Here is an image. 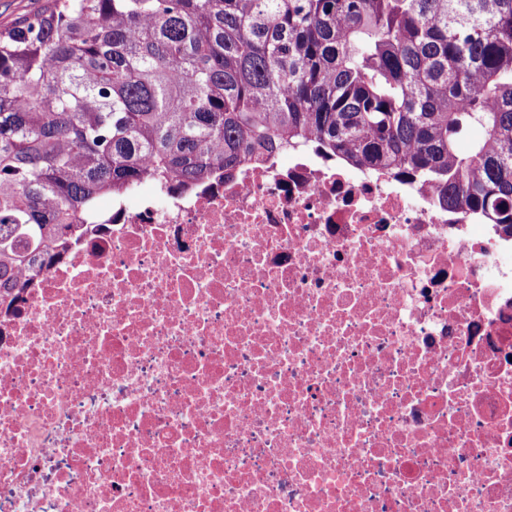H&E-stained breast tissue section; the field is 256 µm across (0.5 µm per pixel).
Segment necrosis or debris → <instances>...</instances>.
<instances>
[{
  "label": "necrosis or debris",
  "mask_w": 512,
  "mask_h": 512,
  "mask_svg": "<svg viewBox=\"0 0 512 512\" xmlns=\"http://www.w3.org/2000/svg\"><path fill=\"white\" fill-rule=\"evenodd\" d=\"M0 310V512H512V237L314 152L137 185Z\"/></svg>",
  "instance_id": "obj_1"
}]
</instances>
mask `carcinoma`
Listing matches in <instances>:
<instances>
[{
  "label": "carcinoma",
  "instance_id": "1",
  "mask_svg": "<svg viewBox=\"0 0 512 512\" xmlns=\"http://www.w3.org/2000/svg\"><path fill=\"white\" fill-rule=\"evenodd\" d=\"M309 142L512 235V0H46L0 29V304L100 198Z\"/></svg>",
  "mask_w": 512,
  "mask_h": 512
}]
</instances>
